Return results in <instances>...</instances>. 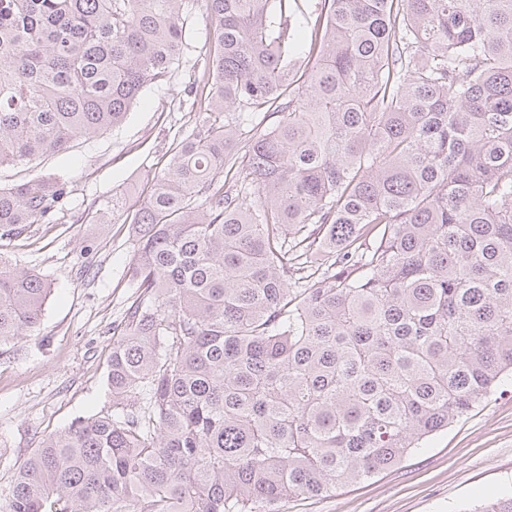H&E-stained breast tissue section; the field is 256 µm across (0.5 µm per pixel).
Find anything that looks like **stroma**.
<instances>
[{
    "label": "stroma",
    "mask_w": 512,
    "mask_h": 512,
    "mask_svg": "<svg viewBox=\"0 0 512 512\" xmlns=\"http://www.w3.org/2000/svg\"><path fill=\"white\" fill-rule=\"evenodd\" d=\"M186 42L166 82L147 86L127 118L106 134L77 139L61 154L0 169V184L65 180L69 194L51 223L0 240L19 267L52 291L37 330L0 345V502L18 467L47 433L112 410L108 361L139 290L130 279L131 224L98 218L112 196L129 206L177 144L203 119L201 66L211 40L204 0L183 14ZM512 493V377L471 412L413 449L399 465L338 486L326 498H294L282 512H473Z\"/></svg>",
    "instance_id": "35a3bbf8"
}]
</instances>
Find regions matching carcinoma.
<instances>
[{
  "mask_svg": "<svg viewBox=\"0 0 512 512\" xmlns=\"http://www.w3.org/2000/svg\"><path fill=\"white\" fill-rule=\"evenodd\" d=\"M185 2L0 0V167L120 124L179 61ZM205 5L209 116L126 213L112 414L44 438L0 512H279L512 376V0H320L300 67L298 0ZM67 194L0 186V238ZM50 292L0 254V343Z\"/></svg>",
  "mask_w": 512,
  "mask_h": 512,
  "instance_id": "carcinoma-1",
  "label": "carcinoma"
}]
</instances>
